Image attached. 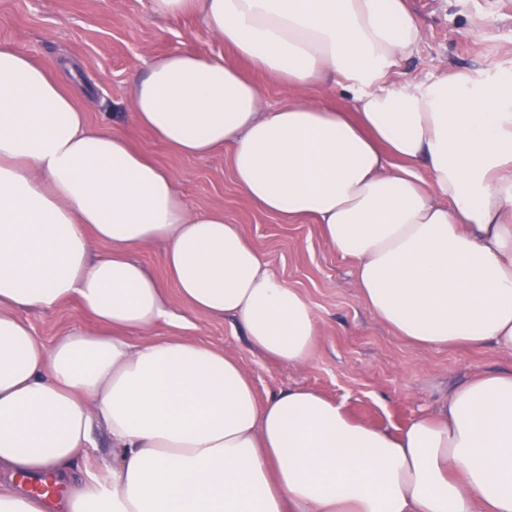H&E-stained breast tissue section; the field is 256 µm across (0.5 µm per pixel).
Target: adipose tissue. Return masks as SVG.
<instances>
[{
	"mask_svg": "<svg viewBox=\"0 0 512 512\" xmlns=\"http://www.w3.org/2000/svg\"><path fill=\"white\" fill-rule=\"evenodd\" d=\"M198 13L223 56L151 57L131 120L177 154L231 149L235 181L283 221L313 219L353 265L361 302L414 346L512 355V74L392 82L421 20L406 0H151ZM334 84L348 114L303 98ZM109 244L91 255V240ZM161 243L195 312L233 317L250 347L300 364L318 323L223 213L90 127L74 86L0 43V471L69 480L95 429L105 477L70 481L59 512H512V369L451 387L390 431L304 388L258 398L239 361L181 335L134 258ZM98 321L44 344L17 310L68 301ZM177 330L136 345L159 323Z\"/></svg>",
	"mask_w": 512,
	"mask_h": 512,
	"instance_id": "1",
	"label": "adipose tissue"
}]
</instances>
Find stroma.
I'll list each match as a JSON object with an SVG mask.
<instances>
[{
  "instance_id": "stroma-1",
  "label": "stroma",
  "mask_w": 512,
  "mask_h": 512,
  "mask_svg": "<svg viewBox=\"0 0 512 512\" xmlns=\"http://www.w3.org/2000/svg\"><path fill=\"white\" fill-rule=\"evenodd\" d=\"M422 20L414 54L395 79L435 77L452 68L488 79L512 73V0H409ZM0 41L36 62L57 67L70 59L89 86L78 103L90 126L110 125L159 166L175 173L177 189L192 207L213 206L260 250L276 273L310 301L318 335L310 357L288 365L264 358L247 345L227 317L193 315L190 337L236 357L259 396L291 387L316 390L345 402L359 420L388 428L404 426L430 411L449 386L482 372L512 368V356L493 347L422 350L398 337L361 302L349 260L325 242L313 221L284 223L258 209L235 182L229 148L205 158L180 156L128 121L130 79L154 56L176 51L223 55L237 62L277 105L291 92L246 61L188 13L162 17L150 0H0ZM44 343L70 328L98 330L77 303L22 314Z\"/></svg>"
}]
</instances>
